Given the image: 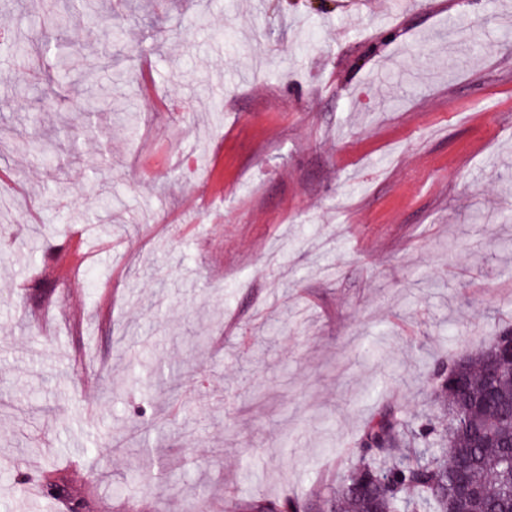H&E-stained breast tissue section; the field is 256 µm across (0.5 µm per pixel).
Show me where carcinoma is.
Returning <instances> with one entry per match:
<instances>
[{"mask_svg": "<svg viewBox=\"0 0 512 512\" xmlns=\"http://www.w3.org/2000/svg\"><path fill=\"white\" fill-rule=\"evenodd\" d=\"M97 0H72L67 11L44 0L47 25L96 10ZM74 53L56 57L60 81L72 72ZM489 349L434 370L443 419L411 418L389 410L365 427L356 462L324 491L326 512H512V367L486 370ZM482 488V497L458 505V468ZM48 499L72 500L56 477L41 483ZM295 500H252L245 512H295Z\"/></svg>", "mask_w": 512, "mask_h": 512, "instance_id": "1", "label": "carcinoma"}]
</instances>
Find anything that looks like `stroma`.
I'll return each instance as SVG.
<instances>
[{
  "mask_svg": "<svg viewBox=\"0 0 512 512\" xmlns=\"http://www.w3.org/2000/svg\"><path fill=\"white\" fill-rule=\"evenodd\" d=\"M100 5L58 100L42 0H0V512H53L45 472L185 512L181 470L323 512L372 417L512 329V0Z\"/></svg>",
  "mask_w": 512,
  "mask_h": 512,
  "instance_id": "1",
  "label": "stroma"
}]
</instances>
